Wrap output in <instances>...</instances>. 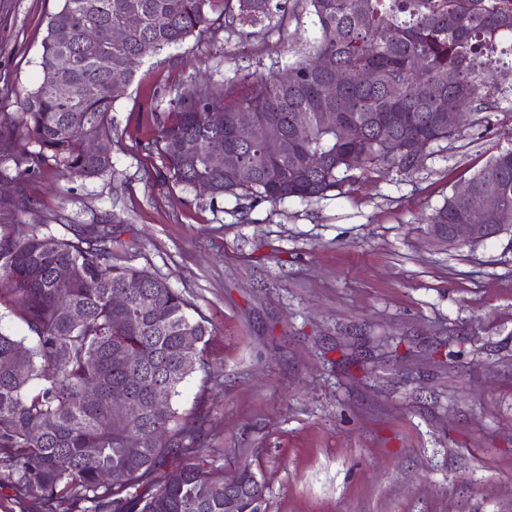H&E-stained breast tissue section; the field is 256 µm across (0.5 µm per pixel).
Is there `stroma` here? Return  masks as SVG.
<instances>
[{"mask_svg":"<svg viewBox=\"0 0 512 512\" xmlns=\"http://www.w3.org/2000/svg\"><path fill=\"white\" fill-rule=\"evenodd\" d=\"M61 0H0V119L43 80ZM278 33L191 38L144 59L112 110L115 179L43 166L21 216L65 234L116 213L131 265L182 291L215 334L174 400L205 398L204 458L265 482L268 512H512V236L448 249L426 215L512 147V104L463 127L408 173L381 163L322 199L240 216L165 183L147 144L188 76L266 74Z\"/></svg>","mask_w":512,"mask_h":512,"instance_id":"obj_1","label":"stroma"}]
</instances>
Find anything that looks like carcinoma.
<instances>
[{
    "mask_svg": "<svg viewBox=\"0 0 512 512\" xmlns=\"http://www.w3.org/2000/svg\"><path fill=\"white\" fill-rule=\"evenodd\" d=\"M298 10L312 17L315 37L285 65L288 81L272 72L190 79L176 89L151 143L164 181L190 187L206 178L211 199L231 194L248 210L319 199L379 161L410 171L414 143L454 138L439 112H483L488 132L499 102L512 100V88L492 78L496 63L512 58V0H62L47 24L41 67L56 69L71 95L44 81L20 102L18 120L0 122V179L18 186L0 197V215L32 208L40 165L72 179L115 175L110 75L128 57L151 58L193 36L241 35L242 26L263 31ZM130 13L140 26L109 44L108 30ZM87 27L101 32L98 42L84 39ZM417 56L426 65L420 74L411 69ZM322 57L374 79L338 86L327 99ZM212 112L224 113L223 125L209 123ZM297 112L308 115L306 126L294 124ZM325 112L335 124L323 123ZM244 119L268 126L282 154L269 158L260 141L238 142ZM22 138L36 150L19 148ZM226 149L243 158L234 172L207 163L206 152ZM469 183V196L449 194L427 223H471L493 184L499 208L489 223L512 224V148L491 156ZM116 223L82 224L70 237L17 219L0 224V308L30 339L0 331V489L14 492L20 512H263L264 487L250 465L238 475L252 487L231 507L223 470L202 465L205 403L187 417L173 407L188 377L211 375L204 352L213 328L192 317V303L164 278L119 262ZM188 334L197 337L191 350ZM132 379L140 411L116 423L112 388ZM157 391L167 394L163 413L153 408Z\"/></svg>",
    "mask_w": 512,
    "mask_h": 512,
    "instance_id": "carcinoma-1",
    "label": "carcinoma"
}]
</instances>
